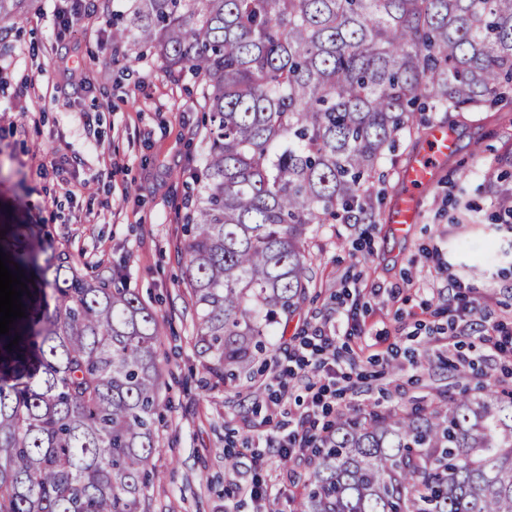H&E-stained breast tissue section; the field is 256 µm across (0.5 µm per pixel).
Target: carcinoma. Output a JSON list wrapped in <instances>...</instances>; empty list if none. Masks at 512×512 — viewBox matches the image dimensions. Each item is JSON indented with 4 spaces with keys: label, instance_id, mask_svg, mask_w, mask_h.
Listing matches in <instances>:
<instances>
[{
    "label": "carcinoma",
    "instance_id": "carcinoma-1",
    "mask_svg": "<svg viewBox=\"0 0 512 512\" xmlns=\"http://www.w3.org/2000/svg\"><path fill=\"white\" fill-rule=\"evenodd\" d=\"M33 2L0 0V28ZM112 39L205 79L185 280L202 369L224 386L307 299L309 235L364 210L366 176L418 114L512 89V0H133ZM27 238L18 225L14 263L44 288L0 335V512H140L162 325L134 290ZM315 457L297 512H512V392L344 415Z\"/></svg>",
    "mask_w": 512,
    "mask_h": 512
}]
</instances>
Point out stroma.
<instances>
[{
    "label": "stroma",
    "instance_id": "stroma-1",
    "mask_svg": "<svg viewBox=\"0 0 512 512\" xmlns=\"http://www.w3.org/2000/svg\"><path fill=\"white\" fill-rule=\"evenodd\" d=\"M131 5L35 0L19 28L0 30V245L29 225L32 246L54 239L84 272L137 292L161 321L160 452L141 512H224L228 501L237 512H295L313 455L234 444L245 421L267 420L254 391L277 373L285 347L314 326L335 330L344 365L360 375L344 403L354 416L427 406L442 391L481 384L440 333L458 292L487 296L481 314L512 330V261L503 259L512 215L499 203L512 192V103L427 113V127H448L454 145L404 236L388 215L425 141L402 133L367 185V213L315 233L309 296L274 326L266 372L215 388L194 347L197 315L183 283L184 222L206 153L205 80L188 68L171 79L155 55L113 40V22ZM257 473L270 490L259 502L237 493Z\"/></svg>",
    "mask_w": 512,
    "mask_h": 512
}]
</instances>
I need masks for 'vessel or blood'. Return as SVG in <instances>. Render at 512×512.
<instances>
[{"label":"vessel or blood","mask_w":512,"mask_h":512,"mask_svg":"<svg viewBox=\"0 0 512 512\" xmlns=\"http://www.w3.org/2000/svg\"><path fill=\"white\" fill-rule=\"evenodd\" d=\"M431 143V156H425L413 161L407 166L402 179L409 188L407 194L398 199L390 212L389 222L399 235H406L413 224L420 219L416 189L430 185L435 177L434 160L446 157L453 147V137L447 127L436 126L428 133Z\"/></svg>","instance_id":"vessel-or-blood-1"}]
</instances>
